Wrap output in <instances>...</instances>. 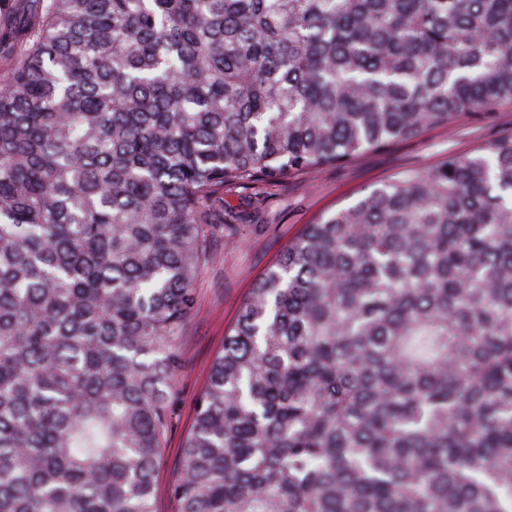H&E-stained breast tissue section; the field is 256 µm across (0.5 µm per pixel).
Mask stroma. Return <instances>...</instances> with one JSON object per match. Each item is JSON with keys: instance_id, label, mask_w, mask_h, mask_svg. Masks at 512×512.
<instances>
[{"instance_id": "obj_1", "label": "stroma", "mask_w": 512, "mask_h": 512, "mask_svg": "<svg viewBox=\"0 0 512 512\" xmlns=\"http://www.w3.org/2000/svg\"><path fill=\"white\" fill-rule=\"evenodd\" d=\"M510 137L512 103H506L485 116L426 127L416 139L395 142L344 165L301 172L287 184L264 189L259 195L242 188L232 190L230 199L240 211L239 223L216 237L218 256L198 282L197 307L184 329L175 410L156 478L157 512H178L167 486L193 425L195 399L209 381L226 330L236 321L255 281L284 246L305 225L354 204L366 189L406 173L435 170L448 156L480 153Z\"/></svg>"}]
</instances>
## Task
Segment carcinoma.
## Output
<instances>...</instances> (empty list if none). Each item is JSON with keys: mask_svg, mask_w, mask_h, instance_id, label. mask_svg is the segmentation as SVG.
I'll return each mask as SVG.
<instances>
[{"mask_svg": "<svg viewBox=\"0 0 512 512\" xmlns=\"http://www.w3.org/2000/svg\"><path fill=\"white\" fill-rule=\"evenodd\" d=\"M0 61V512H156L234 188L512 102V0H33ZM178 512H512V139L306 225Z\"/></svg>", "mask_w": 512, "mask_h": 512, "instance_id": "cac0c4a2", "label": "carcinoma"}]
</instances>
